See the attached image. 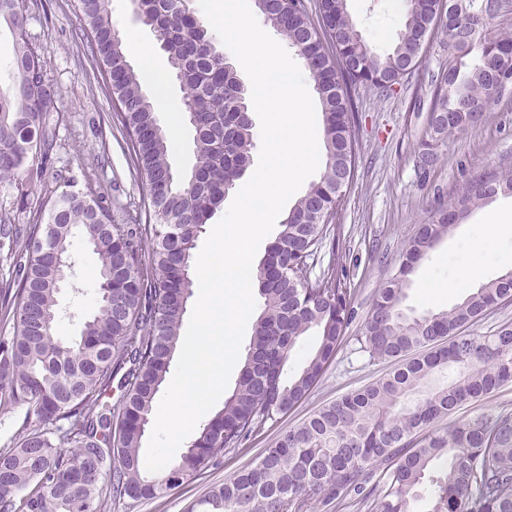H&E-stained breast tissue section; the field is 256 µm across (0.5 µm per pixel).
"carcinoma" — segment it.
<instances>
[{"mask_svg": "<svg viewBox=\"0 0 512 512\" xmlns=\"http://www.w3.org/2000/svg\"><path fill=\"white\" fill-rule=\"evenodd\" d=\"M264 21L296 48L318 94L325 166L290 209L255 271L263 298L238 382L179 459L155 475L145 469L143 437L166 382L196 286V241L250 165L255 148L249 95L237 68L224 64L214 37L178 0H134L181 82L196 163L177 173L157 104L127 59L111 0H79L84 35L104 68L129 151L147 186L145 223L114 224L101 195L64 193L44 224L0 218V234L21 248L13 279L0 287L12 331L0 336V413L26 408L22 431L0 448V512H106L111 500H151L182 486L266 425H276L316 385L354 316L350 290L333 267L310 277L309 260L344 199L338 188L356 170L352 90L381 93L422 63L427 37L474 32L464 54L478 63L461 74L454 57L435 79L421 162L478 120L498 85L512 84V25L477 28L479 0H408L394 47L375 52L353 23L347 0H255ZM26 0H0L12 31L11 81L0 90V186L24 190L42 180L52 147L54 92L27 33ZM448 25L439 26L442 14ZM512 196V169L470 184L454 206L470 210ZM455 229L448 207L409 241L398 271L373 300L358 338L371 360L400 361L392 373L323 406L280 434L248 467L214 485L187 512H303L312 502L360 495L368 465H383L376 512H411L424 482L428 512H512V416L479 415L434 427L461 403L512 382V323L485 336L464 328L512 303V270L446 311L403 314L408 277ZM47 235L50 247L33 242ZM80 239L98 256V311L80 336H59L58 296ZM318 342L303 368L283 379L291 351L309 331Z\"/></svg>", "mask_w": 512, "mask_h": 512, "instance_id": "obj_1", "label": "carcinoma"}]
</instances>
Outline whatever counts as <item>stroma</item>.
<instances>
[{"label": "stroma", "instance_id": "obj_1", "mask_svg": "<svg viewBox=\"0 0 512 512\" xmlns=\"http://www.w3.org/2000/svg\"><path fill=\"white\" fill-rule=\"evenodd\" d=\"M347 7L375 52L391 49L402 22L390 16L388 0H347ZM83 28L78 0H37L29 10L28 34L54 87L59 120L41 183L24 194L0 189V215L12 223L46 222L48 202L63 191L83 192L90 187L104 191V205L115 223H130L144 210V180L133 164ZM447 63L448 43L437 37L422 64L393 94L384 96L365 86L352 92L358 113V169L330 226L331 235L319 245L310 270L312 276L322 275L340 261L337 250H344L340 262L355 316L311 393L276 426L227 449L219 467L206 469L161 498L111 503L110 512H185L227 475L253 463L281 431L394 370V363L372 361L357 351V338L378 289L395 274L408 241L439 205L452 202L489 171L512 168V86L491 100L477 123L448 136L433 166L421 167L418 154L428 127L431 79ZM485 215V208L472 210L419 264L406 289V312L419 315L448 309L481 282L512 269V233L481 247ZM72 251L79 288L59 295L60 306L69 314L62 325L69 339L78 335L81 318L97 309L98 258L79 241ZM444 281L452 283V290L429 293L430 285Z\"/></svg>", "mask_w": 512, "mask_h": 512}]
</instances>
